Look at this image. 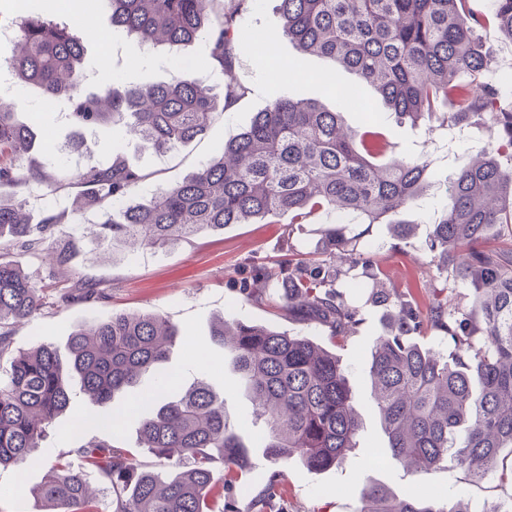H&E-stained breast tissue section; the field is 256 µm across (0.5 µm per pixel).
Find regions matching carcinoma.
Masks as SVG:
<instances>
[{"label":"carcinoma","mask_w":512,"mask_h":512,"mask_svg":"<svg viewBox=\"0 0 512 512\" xmlns=\"http://www.w3.org/2000/svg\"><path fill=\"white\" fill-rule=\"evenodd\" d=\"M103 2L112 28L142 47L178 48L205 39L207 57L226 82L222 93L214 92L174 55L169 82L118 86L103 71L90 90L81 66V23L23 17L13 80L66 103L76 129L72 150L83 146L82 131L121 125L155 152H172L206 130L217 103L226 109L248 93L233 69L241 16L251 0H238L239 8L229 12L217 10L220 0ZM278 14L280 25L268 31L266 46L286 38L305 55L332 59L373 87L399 121L415 123L454 101L449 126L488 119L512 132V101L483 80L495 62L479 37L494 25L512 40V0H494L488 15L473 13L468 0H278ZM34 146L31 127L0 105V355L12 350L16 323L48 304L45 286L10 254H43L66 264L79 249L78 240L55 237L67 212L50 210L31 222L20 190L32 180L49 196L74 195L78 212L96 210L101 220L89 234L108 249L129 241L165 249L201 232L285 213L291 225L301 226L322 212L326 221L315 230V251L293 250L275 267L257 270L284 293L247 288L244 299L327 328L331 347L242 321L231 334L222 318L213 326L212 339L227 348L226 366L263 421L265 456L275 463L297 456L321 471L341 467L357 447L360 411L348 369L332 350L356 325L343 293L355 286L366 289L367 300L392 307L390 326L369 357L373 403L392 458L423 472L447 461L474 481L497 473L512 479V469L499 470L502 449H512V167L487 156L450 176L451 204L425 242L437 269L452 271L455 283L470 289V308L460 312L449 308L446 286L432 289L424 305L410 291L387 288L368 249L373 225L418 205L428 166L418 159L380 161L391 149L383 133L373 126L350 130L341 113L314 100H273L219 157L144 201L134 192L148 174L120 152L104 164L53 177L32 158ZM388 226L405 240L416 224L390 220ZM359 266L364 279L352 285L350 272ZM106 298L104 289L79 281L60 294L63 303ZM432 330L443 333L448 350L419 343ZM177 338L178 328L158 314L119 313L70 334L67 372L52 346L16 351L7 377H0V466L41 463L37 448L68 410L73 386L94 408L151 373L158 390L143 406L136 447L87 435L113 423L122 408L108 416L76 414L77 444L50 468L38 496L50 512H233L224 489L251 469L249 449L230 424L224 394L204 379L168 390L161 367ZM140 448L170 469L145 468ZM218 458L222 485L212 481ZM90 473L106 496L102 508L88 494ZM356 512L471 509L462 500L423 502L370 481Z\"/></svg>","instance_id":"carcinoma-1"}]
</instances>
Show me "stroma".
Instances as JSON below:
<instances>
[{
  "label": "stroma",
  "instance_id": "obj_1",
  "mask_svg": "<svg viewBox=\"0 0 512 512\" xmlns=\"http://www.w3.org/2000/svg\"><path fill=\"white\" fill-rule=\"evenodd\" d=\"M90 15L98 35L85 43L86 73L94 76L106 69L123 84L137 83L143 77L155 82L171 80L174 70L166 46L141 52L125 33L113 32L107 12L96 6ZM275 56L297 63V76L279 81L262 67L255 54L240 51L234 75L248 87L247 97L227 110L216 111L202 135L165 155L143 147L119 126L107 135L86 132V150L71 151L68 144L74 135L73 127L64 113L50 111L36 89L11 85L9 99L22 118L38 124L41 152L49 154L59 165L74 170L110 160L112 148L122 150L131 164L150 174L135 193L139 200L153 190L182 180L222 152L227 141L250 125L256 112L280 96L318 101L327 110L341 113L345 123L357 130L364 127L367 118H374L394 145L387 161L419 157L429 163L426 192L418 208L406 214L407 219L416 223L411 239H393L383 224L375 225L371 236L378 246L375 259L390 283L414 289L420 298H427L437 283L438 272L434 266L420 261V247L432 224L448 208V177L483 150L499 161H507L512 156V138L501 127L480 122L451 135L441 128L436 117L422 120L416 127L397 123L370 86L355 73L336 67L330 59L300 54L295 44L286 39L278 44ZM289 221L285 214L273 224H233L162 250L100 249L83 240L79 253L64 266H51L29 254L15 253V260L24 269L51 277L58 286L89 279L99 282L109 295L104 300L45 309L41 315L18 325L13 345L27 350L48 344L62 350L77 326L106 320L115 313L152 312L175 324L180 336L170 351L165 373L178 377L185 386L203 378L224 389L227 412L251 450V472L242 484L228 492L235 512H252L253 498L276 472L288 487V494L276 512H355L360 491L371 479L418 499H460L476 512L484 505L512 500V483L508 481L488 478L473 482L460 469L421 473L393 463L372 465L369 451L383 447L385 436L371 402L368 360L373 342L385 331L386 310L368 304L362 295L350 299L362 321L344 347L337 350L349 371L350 386L360 411L356 450L341 468L323 471L309 469L296 457L274 464L263 456L262 427L253 421L248 398L237 391L235 376L225 370L224 349L212 340L211 328L222 317L271 326L325 343L327 332L323 327L248 304L241 293L243 283L252 279L257 266L273 265L292 247L304 252L316 248V236L306 229L289 232ZM74 444L69 418L64 415L48 429L41 443L40 467L25 471L13 466L0 467V512H45L34 491L56 458Z\"/></svg>",
  "mask_w": 512,
  "mask_h": 512
}]
</instances>
